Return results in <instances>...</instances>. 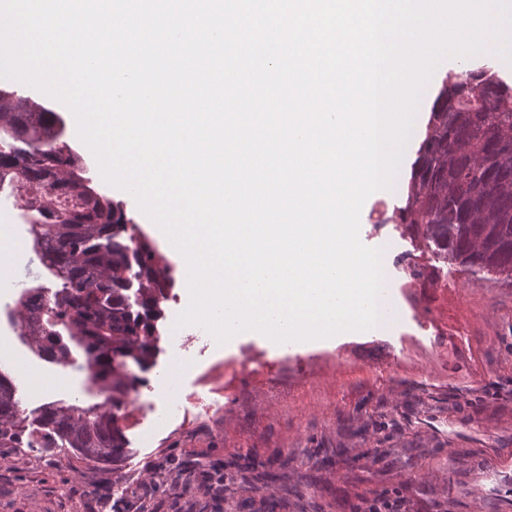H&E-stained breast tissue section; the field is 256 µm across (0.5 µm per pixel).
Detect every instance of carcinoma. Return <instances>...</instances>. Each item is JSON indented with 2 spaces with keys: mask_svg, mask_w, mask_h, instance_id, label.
Segmentation results:
<instances>
[{
  "mask_svg": "<svg viewBox=\"0 0 512 512\" xmlns=\"http://www.w3.org/2000/svg\"><path fill=\"white\" fill-rule=\"evenodd\" d=\"M62 121L37 104L0 112V189L16 192L32 251L56 287L20 294L13 321L43 360L86 357L89 381L112 408L48 402L33 420L0 373V447L57 448L93 463L126 454L117 411L155 365L160 307L170 287L165 259L103 194L90 192ZM400 223L422 224L442 258L512 281V85L486 67L446 83L432 110Z\"/></svg>",
  "mask_w": 512,
  "mask_h": 512,
  "instance_id": "carcinoma-1",
  "label": "carcinoma"
}]
</instances>
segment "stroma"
I'll use <instances>...</instances> for the list:
<instances>
[{
	"label": "stroma",
	"mask_w": 512,
	"mask_h": 512,
	"mask_svg": "<svg viewBox=\"0 0 512 512\" xmlns=\"http://www.w3.org/2000/svg\"><path fill=\"white\" fill-rule=\"evenodd\" d=\"M57 112L96 188L135 224L134 196L107 183L71 110ZM413 162L395 192L366 200L360 240L382 253L398 318L387 332L348 331L304 343L244 332L224 345L177 325L189 305L175 258L160 352L123 405L128 452L85 463L55 448H0V512H363L379 498L402 512H512V284L444 262L397 217ZM0 288V370L22 374L24 413L49 400L100 403L84 355L41 360L13 332ZM173 379L170 394L153 379ZM275 482L253 481L258 472Z\"/></svg>",
	"instance_id": "obj_1"
}]
</instances>
